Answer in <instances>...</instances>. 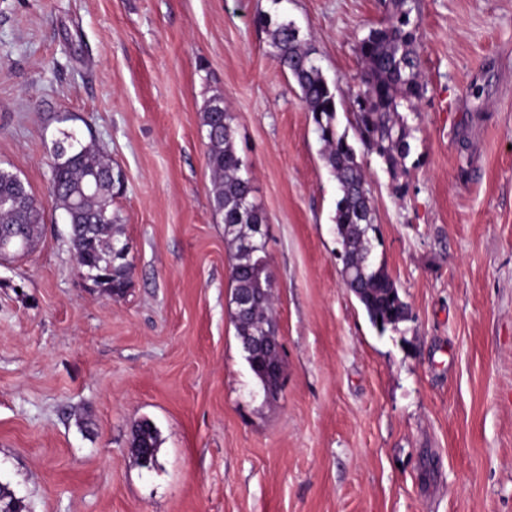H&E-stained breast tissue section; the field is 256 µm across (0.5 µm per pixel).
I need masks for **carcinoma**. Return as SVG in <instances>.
I'll list each match as a JSON object with an SVG mask.
<instances>
[{"label":"carcinoma","mask_w":512,"mask_h":512,"mask_svg":"<svg viewBox=\"0 0 512 512\" xmlns=\"http://www.w3.org/2000/svg\"><path fill=\"white\" fill-rule=\"evenodd\" d=\"M390 13L383 25L369 29L358 43L364 63L360 85L352 98L351 126L366 155H374L395 179L409 173L412 128L400 108L414 109L426 90L421 80L417 49L419 21L412 17V0H389ZM257 24L276 49V59L298 85L307 111L312 113L322 157L340 191L334 216L336 240L351 246L352 257L343 261L342 278L363 307L371 324L380 332L406 321L411 308L382 266H374L371 255L376 236V214L366 185L363 162L358 159L346 132L338 129L336 94L312 57L306 40L296 36L290 20L276 13L258 16ZM206 131L207 164L213 174V209L221 215L224 238L230 246L231 295L249 293L251 310L242 314L230 302L231 318L238 338L259 336L272 324L275 297L265 255V233L256 226L266 224L263 210L252 199L251 179L235 146V130L224 97L208 98L202 107ZM60 152L53 157L51 193L55 208L69 213L70 241L76 261L83 266H112V277L100 285L120 297L130 284L124 261L113 255L118 240V216L112 201L119 182L112 181L111 160L75 134L57 140ZM11 224L17 240L39 239L44 218L39 203L22 210L0 208V225ZM159 448L158 433L148 421L138 423L130 450L142 468L153 466Z\"/></svg>","instance_id":"cac0c4a2"}]
</instances>
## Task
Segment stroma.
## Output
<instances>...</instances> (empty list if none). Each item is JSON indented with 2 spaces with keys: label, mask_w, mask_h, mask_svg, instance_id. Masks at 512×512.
Returning <instances> with one entry per match:
<instances>
[{
  "label": "stroma",
  "mask_w": 512,
  "mask_h": 512,
  "mask_svg": "<svg viewBox=\"0 0 512 512\" xmlns=\"http://www.w3.org/2000/svg\"><path fill=\"white\" fill-rule=\"evenodd\" d=\"M384 2L0 0V167L51 214L61 131L110 155L135 265L113 300L63 223L0 263V482L24 512H512V0H417L409 174L365 160L375 255L411 307L382 333L341 276L312 116L255 22H296L345 129ZM215 93L267 216L274 399L228 309ZM144 419L149 470L130 452ZM159 448L158 433L147 420L138 423L132 434L130 450L137 464L142 468L152 467Z\"/></svg>",
  "instance_id": "35a3bbf8"
}]
</instances>
